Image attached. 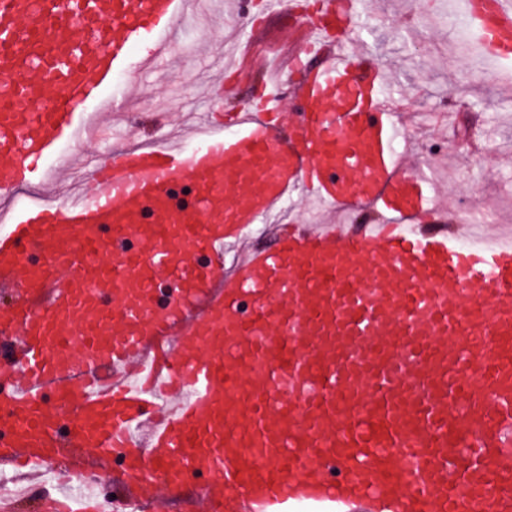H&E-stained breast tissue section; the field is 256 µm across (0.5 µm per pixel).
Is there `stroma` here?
<instances>
[{"instance_id":"1","label":"stroma","mask_w":512,"mask_h":512,"mask_svg":"<svg viewBox=\"0 0 512 512\" xmlns=\"http://www.w3.org/2000/svg\"><path fill=\"white\" fill-rule=\"evenodd\" d=\"M455 0H373L370 12L356 19L347 30L352 49L372 54L387 70V96L403 105L394 148L415 156L428 177L425 191L434 210L422 215L421 223L444 224L450 208L459 206L461 195L489 201L493 210L489 234L512 237V60L485 69L474 66L479 39L467 23H448V8ZM224 22L207 26L203 36L211 45L206 56L185 54L179 73L168 66L141 68L131 61L124 70L126 82L141 84L156 92L161 109L186 119L203 120L241 111L253 101L263 81L261 71L239 74L237 46L246 45L253 27L263 24L261 0H215ZM223 58V103L196 95V83ZM468 86L466 109L458 111L453 129H445L442 115L448 109V94Z\"/></svg>"}]
</instances>
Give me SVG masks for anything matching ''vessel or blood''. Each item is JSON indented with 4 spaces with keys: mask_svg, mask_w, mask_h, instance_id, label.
Masks as SVG:
<instances>
[{
    "mask_svg": "<svg viewBox=\"0 0 512 512\" xmlns=\"http://www.w3.org/2000/svg\"><path fill=\"white\" fill-rule=\"evenodd\" d=\"M464 6L482 59L512 58V0ZM265 9L317 67L235 135L203 121L94 164L81 146L128 104L114 74L145 44L172 58L193 0H0V465L67 458L145 512L192 476L198 512H512V243L420 223L384 69L332 37L355 0ZM296 192L374 216L293 219L225 265Z\"/></svg>",
    "mask_w": 512,
    "mask_h": 512,
    "instance_id": "obj_1",
    "label": "vessel or blood"
}]
</instances>
